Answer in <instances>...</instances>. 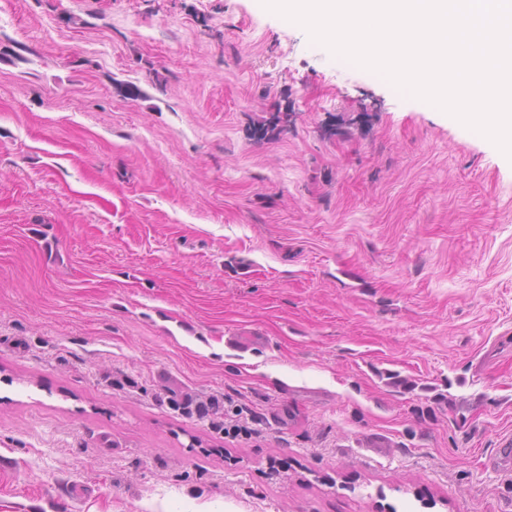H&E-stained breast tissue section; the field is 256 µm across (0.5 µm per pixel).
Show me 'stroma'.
I'll return each instance as SVG.
<instances>
[{
  "label": "stroma",
  "instance_id": "stroma-1",
  "mask_svg": "<svg viewBox=\"0 0 512 512\" xmlns=\"http://www.w3.org/2000/svg\"><path fill=\"white\" fill-rule=\"evenodd\" d=\"M510 445L494 144L259 0H0V512H512Z\"/></svg>",
  "mask_w": 512,
  "mask_h": 512
}]
</instances>
